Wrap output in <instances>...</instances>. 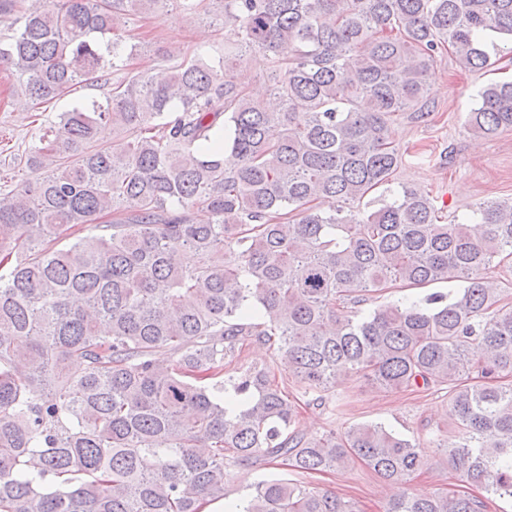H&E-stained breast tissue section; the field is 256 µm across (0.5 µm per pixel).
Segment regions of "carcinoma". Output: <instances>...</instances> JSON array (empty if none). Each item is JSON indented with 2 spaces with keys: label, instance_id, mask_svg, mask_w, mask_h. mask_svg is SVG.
Returning a JSON list of instances; mask_svg holds the SVG:
<instances>
[{
  "label": "carcinoma",
  "instance_id": "cac0c4a2",
  "mask_svg": "<svg viewBox=\"0 0 512 512\" xmlns=\"http://www.w3.org/2000/svg\"><path fill=\"white\" fill-rule=\"evenodd\" d=\"M170 0H0V66L37 109L151 51L126 23ZM238 37L115 83L59 115L0 193V512H201L232 467L304 474L365 467L391 487L383 512H491L512 499V204L444 224L390 182L397 116L422 107L435 55L490 65L512 40V0H177ZM253 50L275 64L268 108L234 74ZM471 131L512 129V81L479 92ZM112 126V142L100 137ZM330 200L329 209L321 203ZM94 232L68 239L67 231ZM456 281L421 303L358 306L390 288ZM302 394L357 379L446 391L457 432L423 439L381 423L306 436ZM166 351L171 361L157 354ZM441 455L455 483L413 494ZM243 512H361L300 480L258 481ZM274 359V349L269 345L252 343L244 347L241 353V361L245 365L269 366Z\"/></svg>",
  "mask_w": 512,
  "mask_h": 512
}]
</instances>
